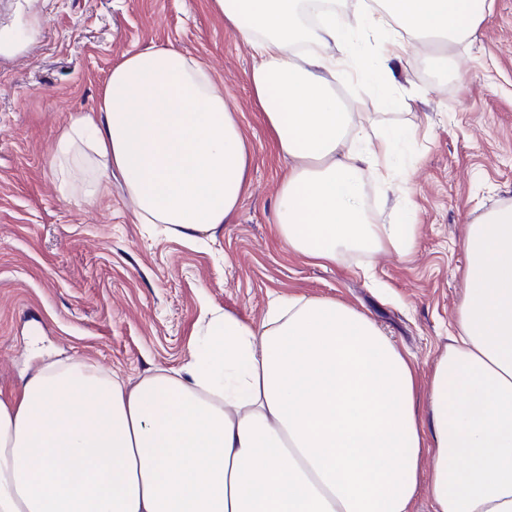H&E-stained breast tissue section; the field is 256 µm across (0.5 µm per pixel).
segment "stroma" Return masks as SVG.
Returning <instances> with one entry per match:
<instances>
[{
    "instance_id": "35a3bbf8",
    "label": "stroma",
    "mask_w": 512,
    "mask_h": 512,
    "mask_svg": "<svg viewBox=\"0 0 512 512\" xmlns=\"http://www.w3.org/2000/svg\"><path fill=\"white\" fill-rule=\"evenodd\" d=\"M0 391L17 390L43 365L91 358L138 380L182 363L210 309L258 325L277 297L332 299L366 314L413 360L421 382L447 347L462 297L467 224L512 204V0H493L471 42L449 54L457 74L440 77L408 45L397 80L411 109L337 93L368 135L413 127L393 181H365L371 220L389 223L411 205L418 226L404 255L362 252L321 265L289 251L275 230L277 154L246 73L252 50L210 0H0ZM172 47L205 63L243 116L252 145L248 189L215 241L190 246L135 223L120 176L88 197L85 173L61 187L57 141L75 113L97 108L126 54Z\"/></svg>"
}]
</instances>
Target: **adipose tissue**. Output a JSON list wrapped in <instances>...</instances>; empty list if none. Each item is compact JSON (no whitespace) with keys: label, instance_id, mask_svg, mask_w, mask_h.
<instances>
[{"label":"adipose tissue","instance_id":"adipose-tissue-1","mask_svg":"<svg viewBox=\"0 0 512 512\" xmlns=\"http://www.w3.org/2000/svg\"><path fill=\"white\" fill-rule=\"evenodd\" d=\"M314 0H211L253 51L247 74L279 155L277 232L318 263L408 252L401 215L373 224L364 174L392 177L397 138L362 140L339 80L389 96L403 46L444 72L492 0H352L310 22ZM251 144L197 59L127 54L97 111L60 135L62 175L120 176L142 224L215 238L241 202ZM456 334L436 361L426 416L411 362L357 310L273 299L259 326L210 312L176 368L131 381L82 358L0 394V512H411L432 452L433 512H512V205L464 233Z\"/></svg>","mask_w":512,"mask_h":512}]
</instances>
